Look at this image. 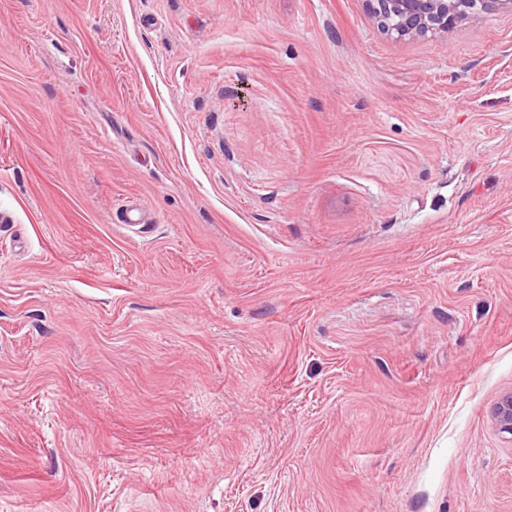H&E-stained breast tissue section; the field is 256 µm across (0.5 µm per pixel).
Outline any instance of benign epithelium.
<instances>
[{"label":"benign epithelium","instance_id":"7a95c632","mask_svg":"<svg viewBox=\"0 0 512 512\" xmlns=\"http://www.w3.org/2000/svg\"><path fill=\"white\" fill-rule=\"evenodd\" d=\"M368 10L398 37L446 33L463 20H474L512 0H366ZM494 425L512 435V391L500 396L492 411Z\"/></svg>","mask_w":512,"mask_h":512}]
</instances>
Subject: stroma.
<instances>
[{"instance_id":"stroma-1","label":"stroma","mask_w":512,"mask_h":512,"mask_svg":"<svg viewBox=\"0 0 512 512\" xmlns=\"http://www.w3.org/2000/svg\"><path fill=\"white\" fill-rule=\"evenodd\" d=\"M1 215L0 512H512V9L0 0ZM370 13L383 29L398 38L448 33L463 20H474L482 13L511 0H366ZM492 420L501 432L512 435V391L500 396L493 408Z\"/></svg>"}]
</instances>
